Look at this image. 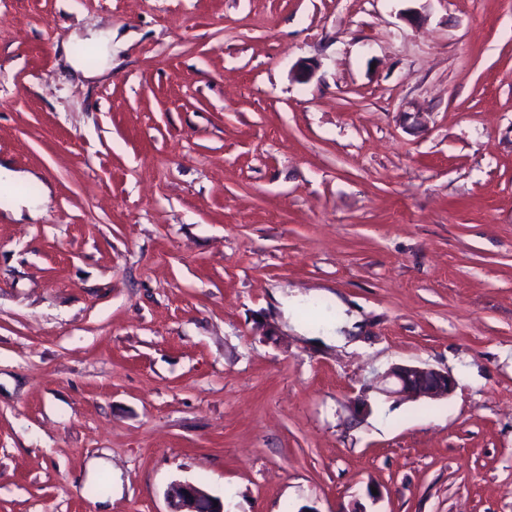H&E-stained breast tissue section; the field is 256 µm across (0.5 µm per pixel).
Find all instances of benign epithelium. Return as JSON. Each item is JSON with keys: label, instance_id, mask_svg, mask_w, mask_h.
Here are the masks:
<instances>
[{"label": "benign epithelium", "instance_id": "7a95c632", "mask_svg": "<svg viewBox=\"0 0 512 512\" xmlns=\"http://www.w3.org/2000/svg\"><path fill=\"white\" fill-rule=\"evenodd\" d=\"M379 391L402 398H445L455 387L448 373L426 365L396 363L378 376ZM168 512H224V502L192 482L174 486L168 498Z\"/></svg>", "mask_w": 512, "mask_h": 512}]
</instances>
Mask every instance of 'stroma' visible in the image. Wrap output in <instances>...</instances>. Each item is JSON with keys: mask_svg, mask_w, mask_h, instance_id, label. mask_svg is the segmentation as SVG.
Wrapping results in <instances>:
<instances>
[{"mask_svg": "<svg viewBox=\"0 0 512 512\" xmlns=\"http://www.w3.org/2000/svg\"><path fill=\"white\" fill-rule=\"evenodd\" d=\"M0 159V512H512V0H0ZM377 379L383 386L379 391L402 398L441 399L448 397L455 387V380L448 372L411 363L393 364ZM168 509L167 512H224V503L192 482H180L172 489Z\"/></svg>", "mask_w": 512, "mask_h": 512, "instance_id": "stroma-1", "label": "stroma"}]
</instances>
